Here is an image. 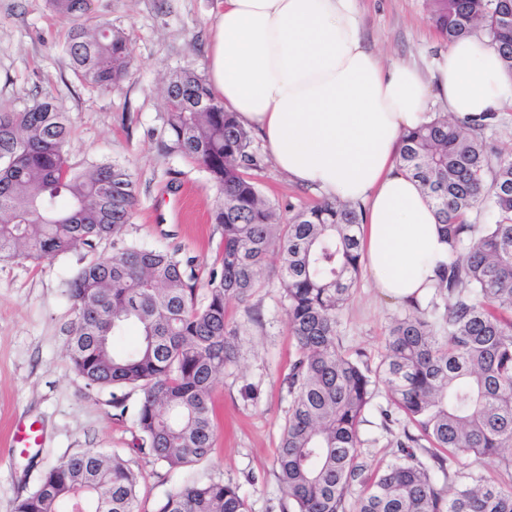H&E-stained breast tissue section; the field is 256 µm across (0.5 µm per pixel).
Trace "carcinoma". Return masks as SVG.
<instances>
[{
  "instance_id": "obj_1",
  "label": "carcinoma",
  "mask_w": 512,
  "mask_h": 512,
  "mask_svg": "<svg viewBox=\"0 0 512 512\" xmlns=\"http://www.w3.org/2000/svg\"><path fill=\"white\" fill-rule=\"evenodd\" d=\"M66 28L64 52L77 79L111 90L133 66L130 41L112 22L91 16L87 0H48ZM429 20L451 44L476 31L512 72V0H427ZM158 152L180 155L207 172L222 231V268L198 302L191 261L127 242L82 263L67 285L75 321L67 353L91 389H112L125 414L137 388L135 450L171 467L194 465L215 448L211 388L238 360L237 331L225 304L249 299L274 253L298 358L293 394L275 458L282 512H512V487L475 470L463 457L512 469V154L486 129L435 117L401 136L400 162L435 205L448 241V263L424 305L392 320L378 372L343 350L337 314L361 266V209L325 199L288 223L245 170L258 167L251 137L211 94L191 65L171 72ZM136 186L115 159L83 165L70 156L64 113L48 100L22 111L0 109V259L40 261L119 238L132 223ZM489 224H473L472 212ZM137 332L127 347L117 343ZM414 428L398 454L369 471L361 426L378 385ZM422 449L417 454L416 449ZM139 477L98 448H83L49 468L16 512H68L71 492L85 491L92 512H139ZM159 512H248L232 482L188 483Z\"/></svg>"
}]
</instances>
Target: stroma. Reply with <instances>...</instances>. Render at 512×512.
I'll return each mask as SVG.
<instances>
[{
	"instance_id": "35a3bbf8",
	"label": "stroma",
	"mask_w": 512,
	"mask_h": 512,
	"mask_svg": "<svg viewBox=\"0 0 512 512\" xmlns=\"http://www.w3.org/2000/svg\"><path fill=\"white\" fill-rule=\"evenodd\" d=\"M356 5L367 47L385 59L418 61L446 47L428 18L426 0ZM90 10L131 40L134 66L120 87L101 91L80 83L62 47L65 30L47 0H0V107L20 111L36 99L53 101L69 122L74 162L116 159L133 174L137 204L125 239L177 252L191 260L199 281H207L221 268L222 234L210 221L216 195L197 163L160 155L156 141L163 134L170 72L190 62L207 69L220 0H90ZM252 148L259 167L251 175L280 223H287L292 209L322 201L319 190L295 184L274 167L261 139ZM82 255L76 249L38 263L0 261V512H15L48 467L83 448L119 455L138 473L139 512H158L168 493L194 481L236 483L248 512H282L274 459L292 401L287 378L296 348L277 257L268 256L263 285L247 302L226 304L241 350L211 391L214 452L195 465L171 467L131 449V410L139 390L126 388L129 411L117 416L111 391L88 389L71 367L67 345L75 310L66 284ZM403 309L382 295L367 272H359L338 316L343 348L377 368L391 320ZM247 385L256 399L243 396ZM365 418L363 456L375 468L396 454L406 422L381 388ZM18 427L33 428L37 445L18 448Z\"/></svg>"
}]
</instances>
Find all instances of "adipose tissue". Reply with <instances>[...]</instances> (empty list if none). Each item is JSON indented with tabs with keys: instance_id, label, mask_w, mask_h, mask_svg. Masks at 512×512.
I'll return each instance as SVG.
<instances>
[{
	"instance_id": "obj_1",
	"label": "adipose tissue",
	"mask_w": 512,
	"mask_h": 512,
	"mask_svg": "<svg viewBox=\"0 0 512 512\" xmlns=\"http://www.w3.org/2000/svg\"><path fill=\"white\" fill-rule=\"evenodd\" d=\"M208 86L263 139L274 166L327 199L362 204L360 251L389 299H423L448 243L434 205L400 167L403 133L429 103L458 118L512 106V74L482 36L427 68L382 63L354 0H224L208 49Z\"/></svg>"
}]
</instances>
